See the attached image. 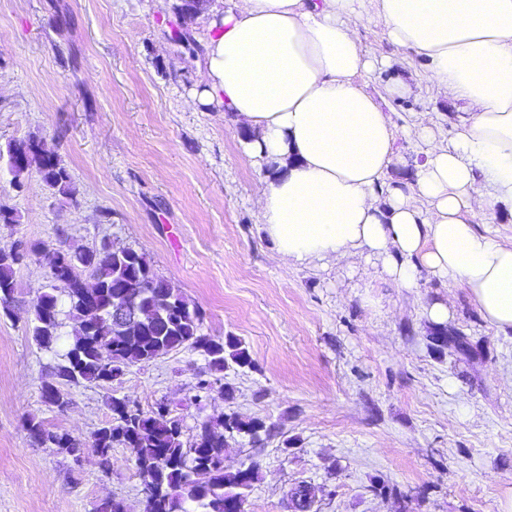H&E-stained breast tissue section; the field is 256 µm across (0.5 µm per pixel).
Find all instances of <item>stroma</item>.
<instances>
[{
  "instance_id": "stroma-1",
  "label": "stroma",
  "mask_w": 512,
  "mask_h": 512,
  "mask_svg": "<svg viewBox=\"0 0 512 512\" xmlns=\"http://www.w3.org/2000/svg\"><path fill=\"white\" fill-rule=\"evenodd\" d=\"M178 0H0V149L29 136L60 155L75 200L37 172L15 189L0 172V249L20 241L91 247L101 241L145 252L180 288L212 336L240 338L255 369H226L230 399L191 404L200 353L180 350L129 366L111 388L72 390L65 411L41 396L54 355L27 332L48 283L44 255L16 271L14 313L0 316V512H94L107 499L144 512L142 480L125 449L103 471L93 451L73 460L33 445L29 418L81 440L111 418L109 396L151 410L181 404L184 440L197 422L227 413L278 427L259 447L238 437L224 468L257 463L244 512H296L288 492L306 484L310 512H499L512 488V332L489 325L463 287L420 271L406 289L356 259L284 267L254 200L261 174L230 113L188 99L209 18L181 23ZM184 29L190 44L175 43ZM381 66L365 89L388 113L396 156L387 180L413 176L421 146L409 130L430 113L454 138L458 112L425 81L426 65L395 47L375 16L356 28ZM411 86L390 94L392 76ZM449 309L462 346L437 350L427 317Z\"/></svg>"
}]
</instances>
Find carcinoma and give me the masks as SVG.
Listing matches in <instances>:
<instances>
[{"label":"carcinoma","instance_id":"1","mask_svg":"<svg viewBox=\"0 0 512 512\" xmlns=\"http://www.w3.org/2000/svg\"><path fill=\"white\" fill-rule=\"evenodd\" d=\"M203 5L204 0H180L176 11L181 19L190 20ZM20 152L26 154L23 166L14 163ZM3 157L15 187H21L34 169L52 194L75 198L76 189L63 161L46 150L40 138L30 136L8 144L7 155L0 154ZM34 254L47 258L49 288L33 304L29 333L40 348L58 357L52 380L42 385V398L49 407L63 411L71 404L72 387L83 382L110 387L130 365L155 361L180 348L199 352L206 360L195 384L197 401L216 391L230 396L218 377L228 362L256 368L239 338L205 334L197 306L159 277L145 254L132 247L104 242L88 254L83 248H51L32 242L0 252V313L10 315L16 270ZM120 298L133 302L140 316L116 326L109 318ZM66 319L76 322L77 329L59 350ZM108 406L112 419L93 434L90 445L52 431L34 418L27 421L26 431L32 443H50L71 457L90 446L104 470L112 465V449H125L141 478H149L155 487L145 495V512H233V504L243 503L258 471L255 464L234 472L224 470L228 440L246 436L257 447L277 431L275 424L262 418L245 420L229 413L218 424L224 432H217L213 421L203 420L187 442L183 419L172 415L166 400L157 402L148 413L114 395Z\"/></svg>","mask_w":512,"mask_h":512}]
</instances>
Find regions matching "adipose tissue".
<instances>
[{
  "mask_svg": "<svg viewBox=\"0 0 512 512\" xmlns=\"http://www.w3.org/2000/svg\"><path fill=\"white\" fill-rule=\"evenodd\" d=\"M368 9L463 109L447 142L420 120L409 183L383 182L396 136L361 84L376 68L354 32ZM190 100L243 126L262 174L254 206L286 264L360 255L404 288L424 269L512 330V246L473 227L512 203V0H231L210 22Z\"/></svg>",
  "mask_w": 512,
  "mask_h": 512,
  "instance_id": "adipose-tissue-1",
  "label": "adipose tissue"
}]
</instances>
